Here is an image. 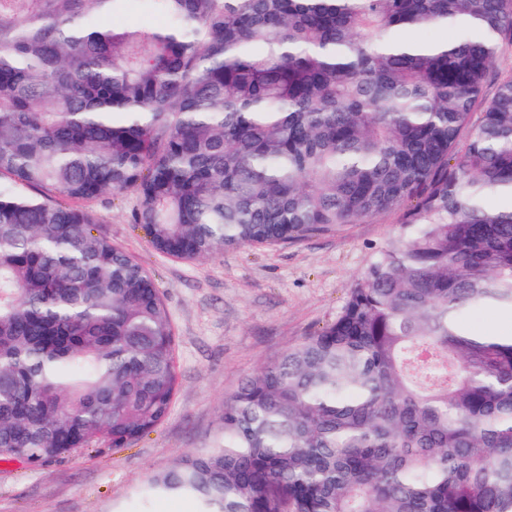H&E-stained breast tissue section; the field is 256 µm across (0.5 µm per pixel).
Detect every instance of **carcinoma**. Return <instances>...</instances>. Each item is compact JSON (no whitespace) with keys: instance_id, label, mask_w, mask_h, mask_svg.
Listing matches in <instances>:
<instances>
[{"instance_id":"1","label":"carcinoma","mask_w":512,"mask_h":512,"mask_svg":"<svg viewBox=\"0 0 512 512\" xmlns=\"http://www.w3.org/2000/svg\"><path fill=\"white\" fill-rule=\"evenodd\" d=\"M138 5L150 28L105 26ZM461 24L424 42L403 31ZM512 0H0V453L32 466L155 429L175 336L86 204L180 260L400 212L336 318L154 475L201 512H512ZM482 113L471 123L475 110ZM467 134L463 151L457 150ZM510 316V313L499 308L485 307L466 316L464 319V327L473 331L491 330L502 323L503 319H509Z\"/></svg>"}]
</instances>
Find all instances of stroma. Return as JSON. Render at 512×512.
<instances>
[{"instance_id":"35a3bbf8","label":"stroma","mask_w":512,"mask_h":512,"mask_svg":"<svg viewBox=\"0 0 512 512\" xmlns=\"http://www.w3.org/2000/svg\"><path fill=\"white\" fill-rule=\"evenodd\" d=\"M134 204L133 194H107L92 208L113 243L152 272L169 309L179 381L171 410L125 448L101 445L40 467L0 456V512H184L191 498L140 492L153 475L213 445L225 398L330 323L399 226L394 211L298 243L180 261L158 254L130 223Z\"/></svg>"}]
</instances>
